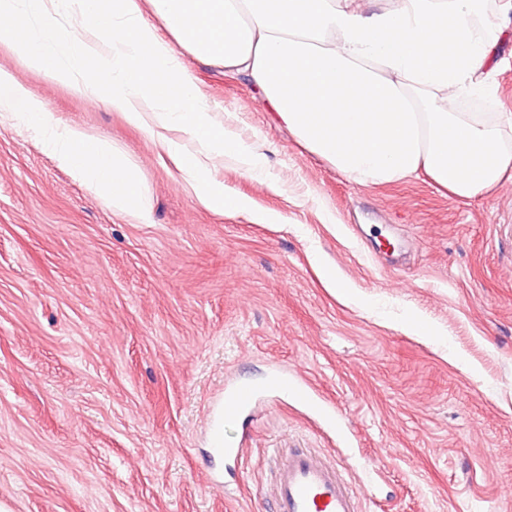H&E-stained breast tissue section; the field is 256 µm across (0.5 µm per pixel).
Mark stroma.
Instances as JSON below:
<instances>
[{
	"mask_svg": "<svg viewBox=\"0 0 512 512\" xmlns=\"http://www.w3.org/2000/svg\"><path fill=\"white\" fill-rule=\"evenodd\" d=\"M214 119L265 156L199 202L160 141L0 44L54 120L123 149L150 219L73 179L0 115V503L9 512H269L272 449L340 462L360 512H512V183L362 186L303 150L246 81L183 55ZM396 239L397 252L379 236ZM417 319L439 333L405 331ZM284 369L316 402L266 391ZM261 388L212 455L230 381Z\"/></svg>",
	"mask_w": 512,
	"mask_h": 512,
	"instance_id": "35a3bbf8",
	"label": "stroma"
}]
</instances>
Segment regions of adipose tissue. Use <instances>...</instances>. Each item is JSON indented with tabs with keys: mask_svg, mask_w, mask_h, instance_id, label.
<instances>
[{
	"mask_svg": "<svg viewBox=\"0 0 512 512\" xmlns=\"http://www.w3.org/2000/svg\"><path fill=\"white\" fill-rule=\"evenodd\" d=\"M195 58L242 75L309 153L362 184L427 175L469 200L512 180V113L463 112L490 98L512 39V0H149ZM19 118L117 212L148 220L137 167L107 142L55 123L28 91Z\"/></svg>",
	"mask_w": 512,
	"mask_h": 512,
	"instance_id": "ef3b65f1",
	"label": "adipose tissue"
}]
</instances>
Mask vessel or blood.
I'll use <instances>...</instances> for the list:
<instances>
[{
    "mask_svg": "<svg viewBox=\"0 0 512 512\" xmlns=\"http://www.w3.org/2000/svg\"><path fill=\"white\" fill-rule=\"evenodd\" d=\"M256 398L251 385L226 388L211 408L212 423L237 421ZM268 495L273 512H359L339 464L314 448H290L280 454Z\"/></svg>",
    "mask_w": 512,
    "mask_h": 512,
    "instance_id": "1",
    "label": "vessel or blood"
}]
</instances>
